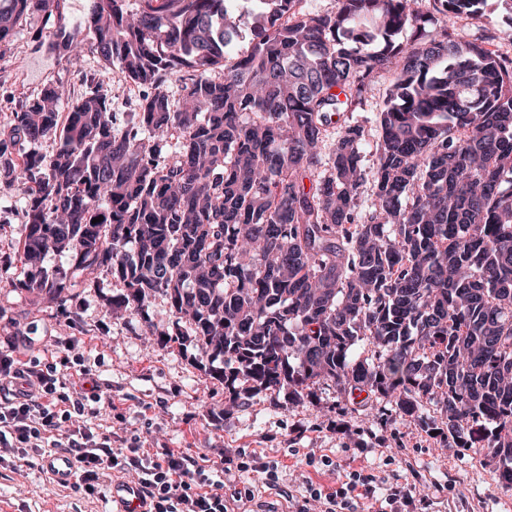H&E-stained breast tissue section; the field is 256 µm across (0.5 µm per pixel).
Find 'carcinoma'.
<instances>
[{"label": "carcinoma", "mask_w": 512, "mask_h": 512, "mask_svg": "<svg viewBox=\"0 0 512 512\" xmlns=\"http://www.w3.org/2000/svg\"><path fill=\"white\" fill-rule=\"evenodd\" d=\"M125 2L91 0L49 47L143 89L127 124L100 72L68 112L50 84L0 127L20 286L64 305L104 271L149 325L165 298L231 396L366 392L512 484V0L474 40L487 0ZM59 6L0 0V57Z\"/></svg>", "instance_id": "1"}]
</instances>
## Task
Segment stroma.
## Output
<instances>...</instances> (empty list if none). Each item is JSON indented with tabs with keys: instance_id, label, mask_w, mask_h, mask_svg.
Instances as JSON below:
<instances>
[{
	"instance_id": "obj_1",
	"label": "stroma",
	"mask_w": 512,
	"mask_h": 512,
	"mask_svg": "<svg viewBox=\"0 0 512 512\" xmlns=\"http://www.w3.org/2000/svg\"><path fill=\"white\" fill-rule=\"evenodd\" d=\"M88 5L61 0L59 16L17 26L11 53L0 57V88L13 95L9 102L0 98V123L9 121L13 101L34 98L50 83L80 95L83 73L104 70L96 56L72 64L47 48L52 32L82 17ZM22 202L17 186L0 184V280L6 282L0 287V340L27 336L21 347L26 357L56 363L64 342L73 341L94 379L112 391V409L98 422L111 431L113 447L136 435L151 452L180 448L214 460L256 455L278 461L277 488H267L263 474L252 470L225 479V494L252 489L268 512H292L307 482L332 491L360 468L384 487L410 492L417 512H512V487L495 467L399 416L353 412L366 393L327 389L316 400L296 402L284 390H253L231 398L209 372L214 358L201 355L194 337L159 336L138 317L113 313L109 275H100L97 287L78 289L69 307L19 288ZM111 483L103 478L92 496L54 485L33 453L21 470L0 466V512H112Z\"/></svg>"
}]
</instances>
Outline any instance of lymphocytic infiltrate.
Returning a JSON list of instances; mask_svg holds the SVG:
<instances>
[{
  "label": "lymphocytic infiltrate",
  "instance_id": "1",
  "mask_svg": "<svg viewBox=\"0 0 512 512\" xmlns=\"http://www.w3.org/2000/svg\"><path fill=\"white\" fill-rule=\"evenodd\" d=\"M111 405V391L89 382L87 370L66 375L56 364L21 359L14 341H7L0 350V462L14 468L29 451L65 449L75 456L82 489L89 495L97 492L107 472H135L149 512H233L224 497V475L234 468L262 472L268 487L277 484V464L257 459L215 461L178 448L144 453L135 437L127 447H113L111 432L92 426ZM376 489L374 476L353 470L332 492L307 484L295 512H309L313 501L320 512H355L358 497L376 501L377 512H405L413 505L399 488L384 495Z\"/></svg>",
  "mask_w": 512,
  "mask_h": 512
}]
</instances>
